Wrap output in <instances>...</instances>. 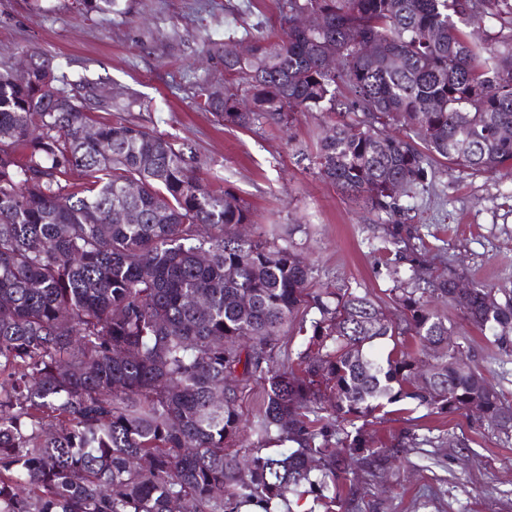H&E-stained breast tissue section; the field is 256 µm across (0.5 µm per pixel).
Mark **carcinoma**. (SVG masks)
Instances as JSON below:
<instances>
[{"label": "carcinoma", "instance_id": "1", "mask_svg": "<svg viewBox=\"0 0 512 512\" xmlns=\"http://www.w3.org/2000/svg\"><path fill=\"white\" fill-rule=\"evenodd\" d=\"M280 32L252 53L215 50L224 83L203 84L224 125L289 124L322 112L318 172L387 216L377 251L395 318L350 288L308 292L292 245L243 235L249 208L202 189L193 157L118 117L53 59L0 70V512H219L224 498L290 512L305 489L326 512H362L351 461L369 477L430 442L408 429L366 440L368 418L407 401L512 433V414L451 340L452 305L512 346V298L423 265L400 199L443 159L512 169V0H278ZM320 13L321 32L292 25ZM482 40L464 27L484 19ZM373 41V58L355 45ZM336 68L322 66L325 49ZM347 112L362 119L348 122ZM139 186L127 195V183ZM317 317L296 320L301 308ZM297 366L272 352L291 325ZM392 344L386 356L375 347ZM266 389L245 461L224 452L238 401ZM291 452L264 454L272 442Z\"/></svg>", "mask_w": 512, "mask_h": 512}]
</instances>
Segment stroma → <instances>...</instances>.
<instances>
[{
  "instance_id": "obj_1",
  "label": "stroma",
  "mask_w": 512,
  "mask_h": 512,
  "mask_svg": "<svg viewBox=\"0 0 512 512\" xmlns=\"http://www.w3.org/2000/svg\"><path fill=\"white\" fill-rule=\"evenodd\" d=\"M0 0V56L14 66L53 56L71 81L105 97L133 99L123 119L168 137L194 155L203 182L250 207L261 235L297 225L294 244L312 264L311 290L352 288L397 308L376 250L383 216L347 200L317 175L309 157L326 117L296 114L290 127L224 126L198 105V87L224 80L220 59L202 51L278 29L276 0ZM404 223L419 226L439 261L468 279L512 290V170L472 174L435 163L425 191L404 199ZM448 325L463 359L512 409V352L500 351L459 311ZM427 437L379 482L355 475L363 512H512V438L488 422L420 408L373 420L388 440L405 429Z\"/></svg>"
}]
</instances>
